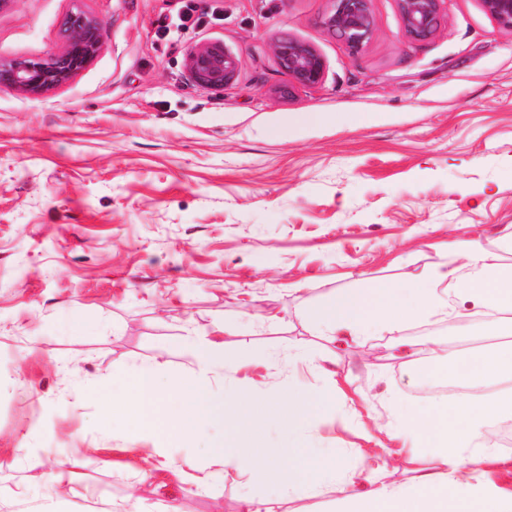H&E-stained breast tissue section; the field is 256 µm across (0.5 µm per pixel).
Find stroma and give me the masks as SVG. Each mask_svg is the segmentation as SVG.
Returning a JSON list of instances; mask_svg holds the SVG:
<instances>
[{
	"mask_svg": "<svg viewBox=\"0 0 512 512\" xmlns=\"http://www.w3.org/2000/svg\"><path fill=\"white\" fill-rule=\"evenodd\" d=\"M192 23L183 25L186 3ZM105 38L71 81L31 97L0 90V512H238L274 489L243 473L177 479L157 449L207 468L221 422L173 442L104 427L124 373L150 368L178 394L198 364L187 339L224 328L216 394L368 388L369 408L267 444L348 456L395 483L414 477L401 442L368 446L375 423L433 401L392 339L359 346L322 335L310 309L369 283L403 286L445 262L465 232L512 246V30L479 0H445L430 39L402 29L396 0H373L377 32L358 54L323 25L332 0H82ZM72 0H12L0 59L62 47ZM282 33L325 62L293 97L272 49ZM220 43L234 80L199 87L186 59ZM300 112L323 114L297 126ZM368 121L337 126L335 115ZM434 346L495 343L481 322H442ZM333 360L321 377L308 356ZM77 459L72 491L54 492Z\"/></svg>",
	"mask_w": 512,
	"mask_h": 512,
	"instance_id": "35a3bbf8",
	"label": "stroma"
}]
</instances>
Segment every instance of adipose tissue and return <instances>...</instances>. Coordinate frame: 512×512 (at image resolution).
<instances>
[{"mask_svg": "<svg viewBox=\"0 0 512 512\" xmlns=\"http://www.w3.org/2000/svg\"><path fill=\"white\" fill-rule=\"evenodd\" d=\"M448 255V261L429 277L405 287L375 283L353 293H337L312 318L323 335L338 340L360 344L374 332L394 336L400 357L408 359L415 351L401 334L410 324L432 317L462 318L466 305L484 316L486 331L501 334L502 315L512 311V273L500 270L476 239L455 238ZM428 357L421 369L425 378L480 386L486 393L411 407L398 423L386 427L389 437L405 432L414 439L410 455L418 475L398 486L381 484L376 470L354 467L341 457L311 460L297 450L285 455L264 448L261 429H242L237 420L240 412L277 414L289 430L309 417L326 415L333 396L326 391L289 400L269 391L216 396L211 380L225 360L224 342L215 334L200 341L199 371L177 399L158 387L152 370L141 368L128 374L127 388L113 397L108 415L174 441L193 435L205 419L221 420L225 432L239 435L243 443L215 452L213 466L228 476L258 473L285 496H309L332 482L340 512H507L512 492L497 497L489 483L465 481L459 473L475 459L491 466L503 462L492 446V434L495 420L512 417V343L452 365L444 364L443 350H430Z\"/></svg>", "mask_w": 512, "mask_h": 512, "instance_id": "1", "label": "adipose tissue"}]
</instances>
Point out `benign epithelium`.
Returning a JSON list of instances; mask_svg holds the SVG:
<instances>
[{"label": "benign epithelium", "instance_id": "obj_1", "mask_svg": "<svg viewBox=\"0 0 512 512\" xmlns=\"http://www.w3.org/2000/svg\"><path fill=\"white\" fill-rule=\"evenodd\" d=\"M403 31L413 41L430 39L439 29L445 0H396ZM484 11L502 28L512 30V0H480ZM324 27L353 53L359 52L377 31L372 0H336ZM61 49L44 59H0V90L42 96L68 83L100 51L104 31L97 17L78 7L62 25ZM280 67L298 86H316L324 75V60L309 43L282 33L273 40ZM238 60L223 45L212 43L190 51L187 69L200 87L218 89L237 73Z\"/></svg>", "mask_w": 512, "mask_h": 512}]
</instances>
